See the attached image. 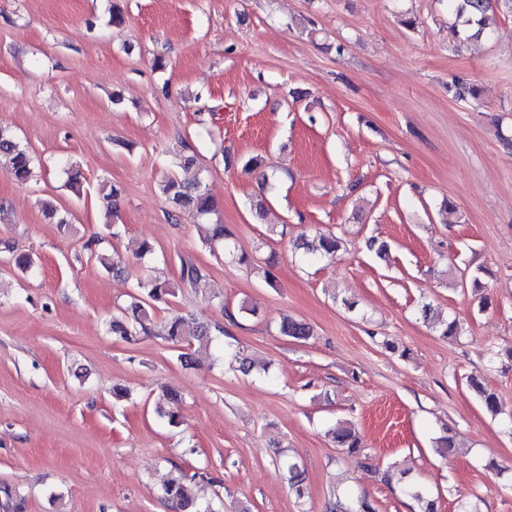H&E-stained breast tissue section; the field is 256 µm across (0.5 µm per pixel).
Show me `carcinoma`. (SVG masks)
Here are the masks:
<instances>
[{"label": "carcinoma", "instance_id": "carcinoma-1", "mask_svg": "<svg viewBox=\"0 0 512 512\" xmlns=\"http://www.w3.org/2000/svg\"><path fill=\"white\" fill-rule=\"evenodd\" d=\"M456 19L464 25L475 29L474 36L478 37L490 28V19L498 7L503 6L512 10V0H451ZM448 91L454 98L465 100L476 98V90L463 77H457L448 86ZM0 169L19 185H25L33 180L35 174V158L28 148L21 145L17 137L0 128ZM161 194L175 213L192 212L201 218H207L216 213V205L208 194L202 181L194 178L185 181L175 175L164 176L159 184ZM232 234L217 221L211 224L210 240L224 242V252L231 260L250 265V258L236 251L231 245ZM100 239L91 237L84 243V250L88 258L97 260L103 267L116 272H123L112 258L98 249ZM343 241L332 233L317 232L309 237L301 235L294 243V248L306 262H316L322 259H334L342 249ZM9 253V263L15 270L25 274L34 269L36 260L34 254L15 249L10 244H4ZM206 275L195 263L188 261L181 265L179 283L183 288H199L204 285ZM135 288L139 295L133 296V301L123 309L120 315L112 317L110 331L112 335L122 339L137 336L141 333L154 332L155 322L153 312L155 304L166 302V298L174 295V284L169 280L156 275L151 270L142 272L136 281ZM424 320L430 322L440 336H458L461 327L457 320L443 318L434 313L431 305L425 304L421 308ZM162 336L169 342L179 346H192L197 344L206 347L212 342L210 326L200 324L192 329L187 328L186 320L178 315L171 314L160 323ZM280 335L296 340L306 341L313 336V329L306 323L284 319L279 326ZM469 386L480 397L486 410L492 414L499 411L494 393L488 391L476 377H470ZM169 401L167 407H157V414L165 419L168 425H180L181 418L177 406L178 394L175 391L166 392ZM336 447L346 454H356L360 451V437L352 425L339 421L328 430ZM289 481L295 495L304 496L303 474L296 463H288ZM196 475H190L180 468L170 473L164 484L163 499L176 507L178 512H201L193 490ZM405 494L416 500L421 512H435L434 500L430 499L425 489L414 480L402 482Z\"/></svg>", "mask_w": 512, "mask_h": 512}]
</instances>
